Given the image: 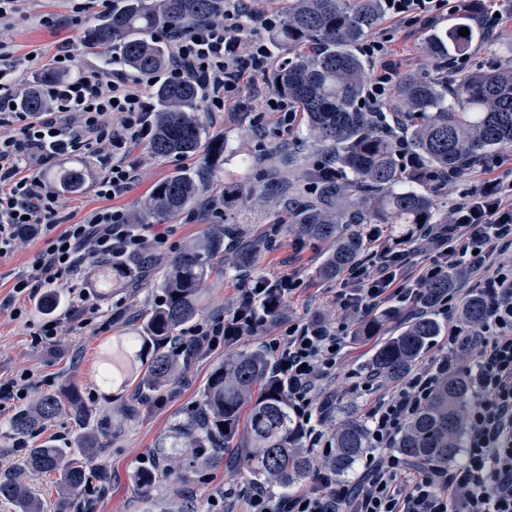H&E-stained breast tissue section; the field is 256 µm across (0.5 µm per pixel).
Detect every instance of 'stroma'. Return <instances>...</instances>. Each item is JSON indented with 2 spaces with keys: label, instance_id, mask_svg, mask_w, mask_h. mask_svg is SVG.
<instances>
[{
  "label": "stroma",
  "instance_id": "35a3bbf8",
  "mask_svg": "<svg viewBox=\"0 0 512 512\" xmlns=\"http://www.w3.org/2000/svg\"><path fill=\"white\" fill-rule=\"evenodd\" d=\"M88 8L79 25H71L72 0H18L16 8L0 20V44L12 54L15 78L20 87L36 81L43 67L53 64L57 44L70 38L75 55L70 76L102 68V61L88 55L83 46L87 28L103 10L101 0H87ZM499 16L495 36L474 40L463 57V72L512 67V0H497ZM58 19L61 29L44 25V17ZM377 30L388 33L390 58L398 73L414 72L427 79H442L437 58L424 51L428 30L409 33L407 28L388 17H381ZM38 52V61H28L30 52ZM265 76L245 82L237 97L224 111L199 110L205 131L206 146L192 156H159L150 147L137 146L124 157L133 166L137 181L117 204L134 212L149 197L156 184L178 171L200 174L199 193L187 208L158 225L142 226L145 235L155 229L165 230L166 244L152 250V265L145 276L127 284L103 290L95 287L92 274H85L81 285L89 293V302L97 312L91 324L77 311V298L67 293L55 316L60 328L53 339L36 344L31 340L30 323L43 315L33 299L14 296L16 280L29 274L39 249L37 240L26 239L15 250L0 258V382L26 371L31 375L29 393H51L65 385L80 389L84 400L98 419H109L118 407L137 403L138 409L121 429L109 435L103 449L92 462L93 468L112 476L109 489L94 498L90 512H144L146 505L133 486L132 473L144 460L152 459L159 443L181 421L196 410L212 372L224 361V349L208 350L190 356L183 378L171 391L159 398L138 400L134 387L114 388L102 385L105 360L116 337L137 333L141 317L154 308L161 291L157 283L169 261L189 243L201 238L217 223L214 210L223 208L222 221L238 225L258 244L253 268L239 270L230 256L214 260L208 270L203 290L200 320L223 317L237 300L240 290L260 277L271 279L293 275L301 284L286 297L269 326L288 320L301 321L317 316L343 320L345 311L335 301L338 282L323 279L317 268L329 250L326 242L312 240L289 230L288 198L314 197V175L325 160L323 150L308 136L304 116H297L291 127L277 123L274 113L263 111L261 96L270 92ZM299 151L300 161L292 166L282 163L284 149ZM497 166L482 168L472 165L457 179L452 191L436 189L432 182L417 184V191L433 194L440 217H447L460 197L492 180L512 183V151L498 155ZM65 169L82 171L84 181L73 194H60L58 219L65 224L82 220L87 214L107 207V200L96 193L95 183L102 174L97 157L63 158L50 165L43 180L57 188V176ZM27 309L28 320L13 319V308ZM380 320L377 335L348 336L336 373L326 385L330 405L328 428L348 414L365 415L385 381L376 379L372 390L358 387L366 374V364L379 340L397 332L410 318L406 309L384 304L370 313ZM237 446L225 449L220 459L205 460L183 457L187 481L168 480L157 484L152 497L159 504L170 502L176 493L191 495L198 512H244L252 485L245 476L232 471L230 458ZM238 490L232 504H225L224 489Z\"/></svg>",
  "mask_w": 512,
  "mask_h": 512
}]
</instances>
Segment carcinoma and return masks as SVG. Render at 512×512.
Returning <instances> with one entry per match:
<instances>
[{
	"label": "carcinoma",
	"instance_id": "cac0c4a2",
	"mask_svg": "<svg viewBox=\"0 0 512 512\" xmlns=\"http://www.w3.org/2000/svg\"><path fill=\"white\" fill-rule=\"evenodd\" d=\"M382 0H288L284 26L272 42L294 54L270 71L275 90L304 113L311 138L329 153L336 168L332 178L318 176L316 196L291 210L290 229L331 244L317 269L326 279L338 277L356 264L369 242L367 224H399L413 230L439 223L435 199L401 188L421 181L417 173L401 170L396 157V137L384 125L380 112L366 111L360 102L367 90V68L356 46L378 23ZM224 15V0H109L86 34L88 51L107 67L116 58L140 73L167 66L170 47L155 37L162 29L188 31ZM460 22L446 31H433L426 42L432 56L454 57L467 52L474 30L461 36ZM199 84L193 79L159 85L153 92L155 137L152 151L160 156L189 155L202 147L203 128L197 116ZM20 106L37 112L43 106L38 88L19 98ZM387 108L405 117L401 136L428 170L460 174L467 166L493 152L512 150V68L457 75L450 81L400 76ZM82 174L69 169L59 177L64 193L78 190ZM195 176L179 172L158 183L135 216L137 224H151L178 213L195 199ZM237 243V265L250 267L249 245L239 241L231 224L215 227L202 239L174 257L159 285L162 299L147 315L135 349L116 346L110 355L112 377L121 386L136 382L144 398L160 395L179 382L187 361L170 350L169 341L180 327L199 314V298L211 261L224 251V241ZM147 265L145 258L95 261L100 288L127 282L131 267ZM459 273L451 270L424 287V310L405 322L397 334L379 343L367 369L381 377L406 375L427 352L442 325L436 318L437 302L456 288ZM62 293L48 289L37 303L44 314L60 304ZM487 302L480 292L467 295L460 319L476 326L482 322ZM472 390L468 379L450 375L440 381L433 400L409 422L396 449L410 462L446 468L463 448L465 421ZM245 422H240L242 411ZM69 412L84 428L61 448L37 436L59 413ZM91 417L79 390L70 386L42 394L21 405L9 420L7 438L23 453L24 470L57 476L60 508L83 498L91 487L105 489L111 476L90 467L103 448V430H88ZM244 434L247 448L233 467L255 485L288 491L315 469L311 451L298 442L299 429L267 356L258 349L224 356L210 377L196 413L176 425L170 449H158L149 467L136 470L137 492L148 497L159 479L173 468L177 453L191 452L219 458L224 445ZM334 448L324 459L325 469L347 476L369 448L366 421L349 415L336 426ZM0 499L17 512H44L41 500L21 478L0 476Z\"/></svg>",
	"mask_w": 512,
	"mask_h": 512
}]
</instances>
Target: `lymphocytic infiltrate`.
I'll list each match as a JSON object with an SVG mask.
<instances>
[{
	"label": "lymphocytic infiltrate",
	"instance_id": "1",
	"mask_svg": "<svg viewBox=\"0 0 512 512\" xmlns=\"http://www.w3.org/2000/svg\"><path fill=\"white\" fill-rule=\"evenodd\" d=\"M386 14L405 26L431 23L448 0H383ZM251 20L246 0H230L222 21L181 35L161 30L173 51L164 70L129 78L120 64L111 72L92 70L61 84L46 85V107L38 112L19 108L20 93L12 80L9 53L0 51V128L18 126L15 136L0 138V257L17 239L37 238L41 248L27 277L13 292L35 295L39 288L75 284L87 256L134 255L145 235L132 231L115 199L126 195L136 174L124 161L103 158L104 175L96 183L105 208L82 221L58 229V195L46 186L43 169L63 155L79 156L112 147L113 151L151 142L153 82L173 83L194 74L205 91L209 111H223L245 79L265 74L272 56L265 39L242 40ZM363 50L378 62L364 107L382 111L394 83L395 68L387 39L367 41ZM512 183L493 182L463 197L453 219L433 224L423 239L432 254L423 257L417 245L381 249L369 264L350 267L339 296L358 312L397 302L419 308L421 288L454 266L479 276L487 299L483 322L473 328L450 326L443 358L427 360L396 382L365 414L370 450L357 480L337 479L323 470L314 485L276 500L254 490L247 512H512V265H491L496 244L512 242ZM299 286L288 276L261 279L246 289L239 306L215 321L197 324L188 337L176 338L175 353L231 346L256 335L265 323L258 306L282 300ZM345 325L323 318L292 322L270 336L267 350L285 383L298 428L309 447L330 452L332 442L323 423L321 384L336 368L345 339ZM465 353L464 374L474 396L467 410L461 458L446 468L410 469L395 446L407 423L433 397L439 381L458 370L454 360Z\"/></svg>",
	"mask_w": 512,
	"mask_h": 512
}]
</instances>
